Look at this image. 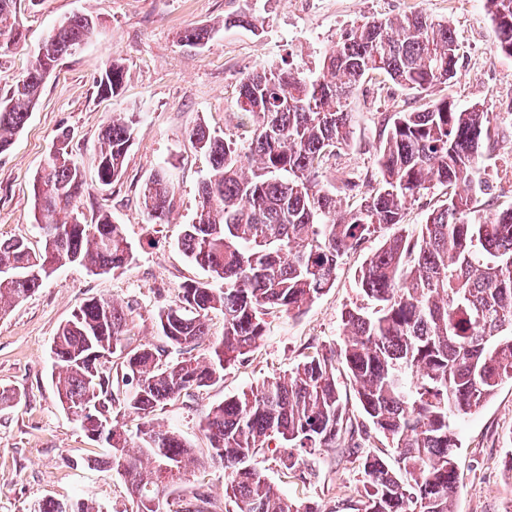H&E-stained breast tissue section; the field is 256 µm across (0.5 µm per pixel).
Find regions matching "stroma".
Listing matches in <instances>:
<instances>
[{"mask_svg":"<svg viewBox=\"0 0 512 512\" xmlns=\"http://www.w3.org/2000/svg\"><path fill=\"white\" fill-rule=\"evenodd\" d=\"M423 12L449 22L459 44L455 78L428 95H412L382 75L369 76L349 110L351 135L325 164L323 182L343 203L357 205L378 186L377 157L385 125L448 98L459 107L492 112L493 143L481 159L489 186L476 206H512V56L498 52L485 0H21L16 23L22 42L0 52V93L29 68L54 23L74 14L96 17L99 27L78 53L63 57L47 79L25 127L0 152V240H40L31 224V189L61 129L73 134L72 151L85 180L82 211L87 222L109 212L120 224L135 259L124 270L93 274L79 265L58 270L30 297L0 317V391L21 394L13 408L0 405V512H29L37 501L89 498L103 512H131L122 478L87 458L105 450L89 440L59 404L50 344L61 324L91 298L115 299L128 313L131 346L158 341L156 316L187 281L210 274L189 261L177 241L192 223L199 190L208 175L207 156L187 132L205 125L212 135L247 146L252 121L238 104L241 80L253 71L293 67L317 77L324 54L353 25L373 17ZM250 15L255 26L234 25ZM208 27L212 39L185 46V30ZM121 63L126 80L119 95L97 94L96 80L110 62ZM141 113L120 181L97 177L100 133L112 114ZM165 168L172 180L173 208L166 224L148 223L141 188L151 172ZM361 176L349 189L348 172ZM446 190L431 186L407 203L401 227H386L341 260L336 281L296 317L272 315L259 345L223 380L189 403L156 411L155 424L179 432L206 449L199 418L224 398L291 369L308 347L342 343V315L358 299L357 272L369 253L396 230L418 231L427 214L444 204ZM459 439L457 512H504L512 505V381L477 412L455 422ZM306 481L285 477L274 460L265 477L288 499L342 501L354 497L360 475L341 449L329 448L305 463Z\"/></svg>","mask_w":512,"mask_h":512,"instance_id":"1","label":"stroma"}]
</instances>
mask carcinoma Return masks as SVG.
Listing matches in <instances>:
<instances>
[{"label": "carcinoma", "mask_w": 512, "mask_h": 512, "mask_svg": "<svg viewBox=\"0 0 512 512\" xmlns=\"http://www.w3.org/2000/svg\"><path fill=\"white\" fill-rule=\"evenodd\" d=\"M495 47L512 56V0H486ZM17 0H0V49L16 44ZM86 18L74 14L50 35L32 66L0 96V150L28 122L47 73L87 42ZM211 31H184L187 46ZM454 29L426 14L379 18L349 29L325 55L321 74L297 69L248 74L240 108L253 117L247 150L199 125L189 136L208 157L192 223L178 248L224 283L192 281L157 314L161 343L127 345L128 315L113 301L89 299L59 327L50 351L56 396L86 436L105 444L104 463L124 480L135 512H212L210 485L187 497L173 487L189 470L224 467L225 512H455L460 480L451 421L479 409L512 381V206L481 212L479 159L490 144L492 113L446 98L422 111L388 118L378 154V188L356 208L322 185L320 171L347 143L349 101L365 77L386 74L421 95L457 70ZM118 62L96 80L100 96L125 82ZM140 115L120 112L101 131L99 181L121 179ZM434 184L447 202L427 214L420 231L385 240L361 266L360 302L343 315L342 346L320 345L288 373L212 407L199 426L207 453L155 426L154 412L192 398L224 378L262 340L266 318L301 312L333 287L344 255L384 226L403 223L408 201ZM85 192L73 152L49 155L33 182L32 216L42 234L34 249L0 241V316L44 279L78 263L93 271L121 269L133 259L111 214L76 223ZM173 203L167 173L142 189L152 224ZM224 316V336L210 340L208 316ZM119 354L115 367L105 355ZM355 391L361 415H349L337 365ZM142 420L136 438L113 415ZM375 432L391 453L356 458L361 486L343 503H295L258 467L270 448L286 476L305 478L302 456L325 448H358ZM33 512H101L89 500H43Z\"/></svg>", "instance_id": "obj_1"}]
</instances>
